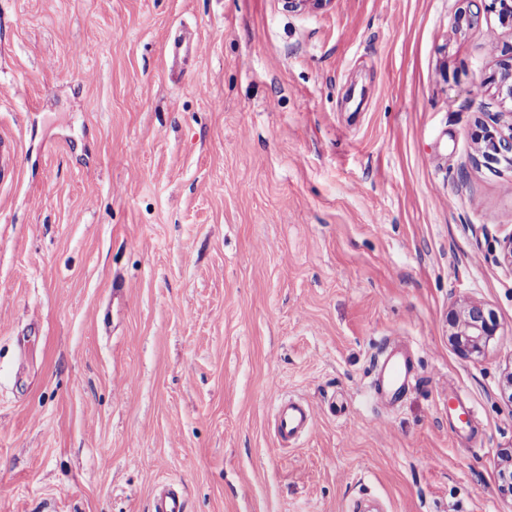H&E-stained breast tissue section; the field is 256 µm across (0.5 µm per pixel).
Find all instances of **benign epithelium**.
<instances>
[{
  "instance_id": "benign-epithelium-1",
  "label": "benign epithelium",
  "mask_w": 512,
  "mask_h": 512,
  "mask_svg": "<svg viewBox=\"0 0 512 512\" xmlns=\"http://www.w3.org/2000/svg\"><path fill=\"white\" fill-rule=\"evenodd\" d=\"M488 10L497 13L502 26L512 29V0H490ZM488 81L502 100L512 101V56L499 62ZM474 139L487 158L496 162L503 158L512 164V121L493 130L481 126L474 132ZM448 326L450 341L463 357L481 355L483 346L497 331L494 313L476 302L449 309Z\"/></svg>"
}]
</instances>
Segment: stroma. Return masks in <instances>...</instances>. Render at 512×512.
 Masks as SVG:
<instances>
[{
  "label": "stroma",
  "instance_id": "obj_1",
  "mask_svg": "<svg viewBox=\"0 0 512 512\" xmlns=\"http://www.w3.org/2000/svg\"><path fill=\"white\" fill-rule=\"evenodd\" d=\"M510 52L485 0H0V512H512V165L472 138ZM280 397L314 411L286 448ZM19 166L18 144L13 139L0 136V186L14 183ZM448 326L451 329L450 341L463 357L480 356L483 346L497 331L494 313L476 302L449 309ZM373 396L383 407H393L415 379L411 358L394 344L386 345L376 360ZM182 494L171 485L159 486L153 498L152 512H185Z\"/></svg>",
  "mask_w": 512,
  "mask_h": 512
}]
</instances>
